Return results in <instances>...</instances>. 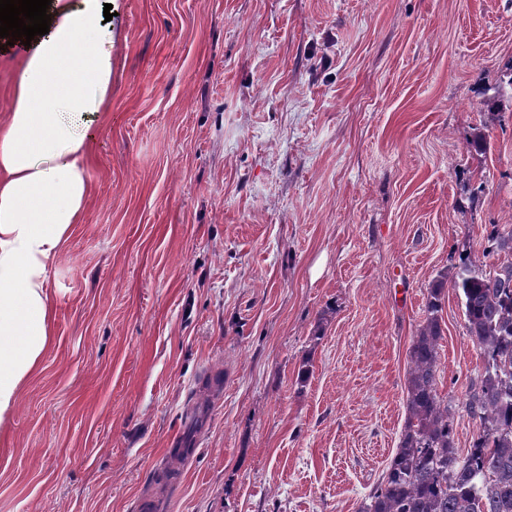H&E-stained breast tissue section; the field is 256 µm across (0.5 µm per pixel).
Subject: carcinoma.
I'll return each mask as SVG.
<instances>
[{"mask_svg": "<svg viewBox=\"0 0 512 512\" xmlns=\"http://www.w3.org/2000/svg\"><path fill=\"white\" fill-rule=\"evenodd\" d=\"M486 252L512 256V223L491 225ZM460 301L481 373L465 407L478 420L470 448L454 447L448 399L438 392L445 288ZM407 421L399 448L358 512H512V261L492 267L461 253L429 285L409 351Z\"/></svg>", "mask_w": 512, "mask_h": 512, "instance_id": "obj_1", "label": "carcinoma"}]
</instances>
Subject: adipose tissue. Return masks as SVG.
<instances>
[{
	"instance_id": "ef3b65f1",
	"label": "adipose tissue",
	"mask_w": 512,
	"mask_h": 512,
	"mask_svg": "<svg viewBox=\"0 0 512 512\" xmlns=\"http://www.w3.org/2000/svg\"><path fill=\"white\" fill-rule=\"evenodd\" d=\"M105 0H52L0 115V427L52 336L49 271L92 197L85 160L112 97Z\"/></svg>"
}]
</instances>
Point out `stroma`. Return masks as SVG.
I'll list each match as a JSON object with an SVG mask.
<instances>
[{"instance_id": "stroma-1", "label": "stroma", "mask_w": 512, "mask_h": 512, "mask_svg": "<svg viewBox=\"0 0 512 512\" xmlns=\"http://www.w3.org/2000/svg\"><path fill=\"white\" fill-rule=\"evenodd\" d=\"M93 196L0 512H357L428 287L512 222V0H117ZM482 132L484 156L467 152ZM456 448L482 370L454 291Z\"/></svg>"}]
</instances>
